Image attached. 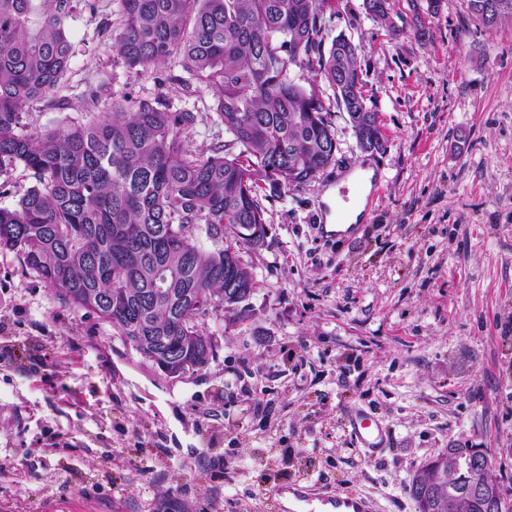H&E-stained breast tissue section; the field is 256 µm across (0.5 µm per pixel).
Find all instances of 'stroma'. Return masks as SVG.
I'll return each instance as SVG.
<instances>
[{"mask_svg":"<svg viewBox=\"0 0 512 512\" xmlns=\"http://www.w3.org/2000/svg\"><path fill=\"white\" fill-rule=\"evenodd\" d=\"M326 18L358 46L388 148L362 153L321 84L336 161L266 189L267 242L246 257L257 289L243 320L206 319V368L167 376L0 251V512H290L293 482L416 512L414 474L452 445L487 449L512 501V22L488 29L467 0H441L423 44L388 35L362 0ZM118 20L119 0L78 7L68 104L31 105L26 126L85 120L84 92L104 83L194 112V149L230 140L207 90L125 64ZM365 170L355 229L326 235L328 199ZM351 407L386 426L385 451L358 449Z\"/></svg>","mask_w":512,"mask_h":512,"instance_id":"stroma-1","label":"stroma"}]
</instances>
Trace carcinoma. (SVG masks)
<instances>
[{
    "mask_svg": "<svg viewBox=\"0 0 512 512\" xmlns=\"http://www.w3.org/2000/svg\"><path fill=\"white\" fill-rule=\"evenodd\" d=\"M498 0H467L486 27L512 21ZM90 0H0V174L22 165L36 180L12 208H0V250L23 264L67 305L112 324L132 346L141 336L204 335V319L235 321L250 308L241 295L225 308L226 283L250 252L242 231L267 238L263 184L300 187L336 158V137L315 89L290 77L306 66L335 91L358 147L387 149L378 113L365 102L357 46L344 36L331 41L325 22L330 0H120L113 47L139 74L175 62L187 77L168 80L194 94H212V110L229 143L205 154L193 148V112H174L163 100L112 102L95 112L108 93L88 89L89 120L46 130L23 129L22 114L35 102L57 105L55 93L68 71L67 22ZM441 0H363L373 20L393 35V16L412 21L414 38L426 42L422 19ZM205 232L211 247L197 244ZM194 288L203 307L172 304L177 290ZM120 291L124 307H112ZM441 456L427 462L432 497L448 499V484L463 487L465 468L441 470Z\"/></svg>",
    "mask_w": 512,
    "mask_h": 512,
    "instance_id": "carcinoma-1",
    "label": "carcinoma"
}]
</instances>
